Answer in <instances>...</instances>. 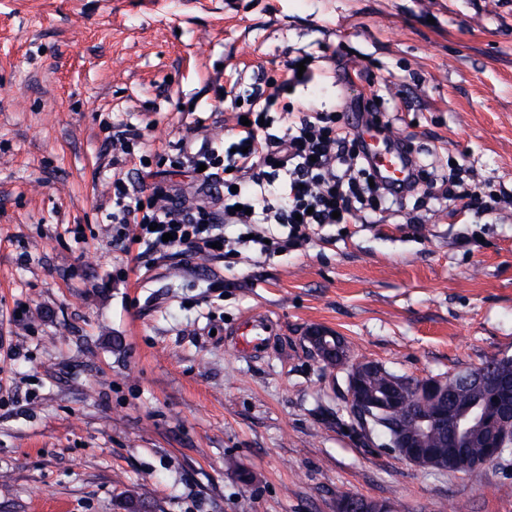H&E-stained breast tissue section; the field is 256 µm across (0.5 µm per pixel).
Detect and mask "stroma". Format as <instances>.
Returning <instances> with one entry per match:
<instances>
[{"mask_svg":"<svg viewBox=\"0 0 512 512\" xmlns=\"http://www.w3.org/2000/svg\"><path fill=\"white\" fill-rule=\"evenodd\" d=\"M336 59L294 103L391 93L383 121L437 174L512 191V0H0V512H512V453L465 474L367 440L321 329L408 378L512 356V210L454 202L325 227L298 249H113V126L151 147L247 101L286 58ZM353 74L354 84L344 74ZM260 314L267 348L229 331ZM340 499H336V512H390V506L384 502L372 499H366L359 496L351 497L352 494L339 492L336 494ZM350 497V498H348ZM348 498V499H344Z\"/></svg>","mask_w":512,"mask_h":512,"instance_id":"stroma-1","label":"stroma"}]
</instances>
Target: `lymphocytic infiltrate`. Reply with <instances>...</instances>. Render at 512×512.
Returning <instances> with one entry per match:
<instances>
[{
  "mask_svg": "<svg viewBox=\"0 0 512 512\" xmlns=\"http://www.w3.org/2000/svg\"><path fill=\"white\" fill-rule=\"evenodd\" d=\"M315 77L313 62L300 70L295 60H288L281 79L270 80L268 90L251 95L245 121L227 126L220 144L205 137L201 121L178 140L174 159L195 173L208 200L161 183L146 194L114 178L113 246L138 240L153 252L181 248L209 257L251 245L267 255L309 243L316 227L335 220L347 224L369 212L419 209L442 198L481 212L512 205L510 193L483 195L464 165L439 178L419 156L406 187L394 189L378 180L343 113L291 102L292 89L313 83ZM139 144L140 135L133 129L113 130L108 138L113 168L130 166L152 175L151 155ZM227 224L243 225L246 231L227 239Z\"/></svg>",
  "mask_w": 512,
  "mask_h": 512,
  "instance_id": "obj_1",
  "label": "lymphocytic infiltrate"
}]
</instances>
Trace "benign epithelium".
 Segmentation results:
<instances>
[{
	"label": "benign epithelium",
	"instance_id": "benign-epithelium-1",
	"mask_svg": "<svg viewBox=\"0 0 512 512\" xmlns=\"http://www.w3.org/2000/svg\"><path fill=\"white\" fill-rule=\"evenodd\" d=\"M308 340L311 345L324 351H336L340 357L336 368L349 371V406L361 418L370 417L374 411H379L391 427L390 441L386 447L398 452L408 462L421 468L428 465L426 459L433 455V449L420 448L418 443L422 432L432 426L447 429L456 436L455 446L448 449L454 473L464 474L476 467L493 464L505 453V448L501 446L502 435L498 431V423L512 422V376H497L493 374V366L483 365L457 377L460 384L485 386L491 390V397L495 398L492 410L477 415L467 412L457 414L448 409V379L444 377L431 376L417 381L398 378L396 383L403 387L405 393L414 394L424 410V413L413 418L411 424L401 425L402 399L391 391L380 395L365 386L366 377L378 370L376 362L368 359L351 360L341 337L319 329L312 330ZM474 422L490 430L492 439L486 455L468 459L458 455L457 450ZM336 512H390V506L378 500L354 496L336 501Z\"/></svg>",
	"mask_w": 512,
	"mask_h": 512
}]
</instances>
